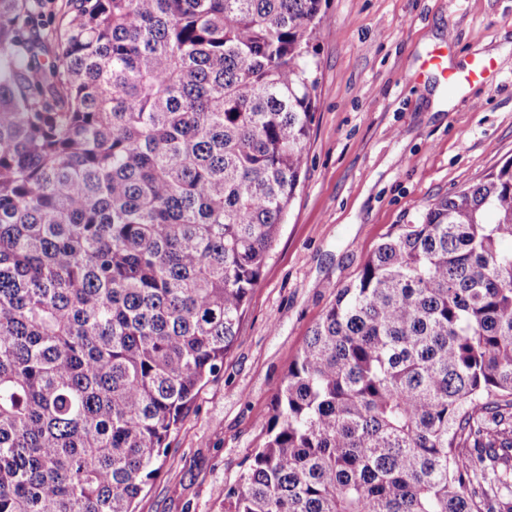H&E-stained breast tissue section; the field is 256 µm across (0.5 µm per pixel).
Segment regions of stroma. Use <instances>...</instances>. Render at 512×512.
Listing matches in <instances>:
<instances>
[{"mask_svg": "<svg viewBox=\"0 0 512 512\" xmlns=\"http://www.w3.org/2000/svg\"><path fill=\"white\" fill-rule=\"evenodd\" d=\"M295 198L224 356L135 512H222L311 329L398 224L512 159V0H322ZM484 59L449 90L442 70ZM481 101V111L472 102Z\"/></svg>", "mask_w": 512, "mask_h": 512, "instance_id": "stroma-1", "label": "stroma"}]
</instances>
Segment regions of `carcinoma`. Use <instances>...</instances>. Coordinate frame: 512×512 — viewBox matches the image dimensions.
Listing matches in <instances>:
<instances>
[{
    "mask_svg": "<svg viewBox=\"0 0 512 512\" xmlns=\"http://www.w3.org/2000/svg\"><path fill=\"white\" fill-rule=\"evenodd\" d=\"M322 0H0V512H133L306 163ZM223 512H512V161L316 323Z\"/></svg>",
    "mask_w": 512,
    "mask_h": 512,
    "instance_id": "obj_1",
    "label": "carcinoma"
}]
</instances>
